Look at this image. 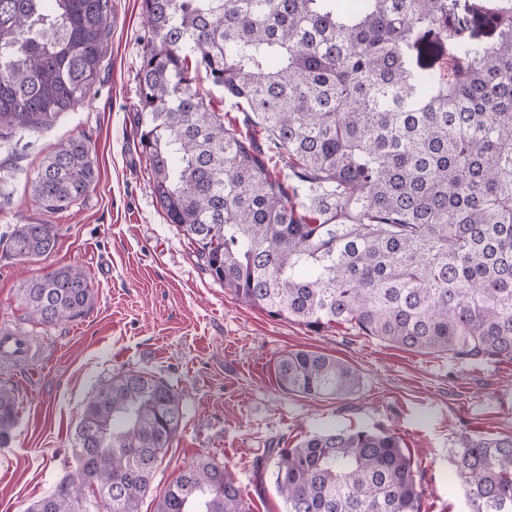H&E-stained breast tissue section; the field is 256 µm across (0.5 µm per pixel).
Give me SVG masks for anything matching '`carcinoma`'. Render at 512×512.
<instances>
[{
  "instance_id": "cac0c4a2",
  "label": "carcinoma",
  "mask_w": 512,
  "mask_h": 512,
  "mask_svg": "<svg viewBox=\"0 0 512 512\" xmlns=\"http://www.w3.org/2000/svg\"><path fill=\"white\" fill-rule=\"evenodd\" d=\"M111 0H0V131L40 129L96 86ZM133 123L152 191L202 268L243 303L319 332L353 329L407 351L512 360V0H142ZM484 31L488 40L479 38ZM207 81L241 117L201 92ZM288 158V175L273 160ZM87 141L60 143L31 182L48 212L96 185ZM52 224L9 250L50 255ZM22 301L43 326L85 315L88 276L60 267ZM280 387L355 394L350 365L284 354ZM18 408L0 385V447ZM182 419L150 374L101 383L78 424V472L27 512H139ZM285 512H421L413 460L389 432L330 429L271 448ZM470 512H512V434L455 449ZM156 512H249L203 459Z\"/></svg>"
}]
</instances>
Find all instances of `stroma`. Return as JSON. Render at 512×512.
Wrapping results in <instances>:
<instances>
[{"label": "stroma", "mask_w": 512, "mask_h": 512, "mask_svg": "<svg viewBox=\"0 0 512 512\" xmlns=\"http://www.w3.org/2000/svg\"><path fill=\"white\" fill-rule=\"evenodd\" d=\"M115 20L95 89L55 123L0 137V329L32 343L22 363L0 357V384L13 388L18 419L0 448V512H26L75 472L76 426L87 398L113 374L145 372L181 396L183 419L159 461L140 512L199 457L234 477L250 512H284L271 475H258L267 448L292 446L331 427L395 434L422 476L421 512H467L455 488L454 451L464 435L512 434V362L457 364L344 328L312 332L238 300L198 262L152 191L132 117L144 34L141 0H112ZM84 138L98 167L92 192L48 214L30 194L45 158ZM18 224H51L57 244L21 260L8 238ZM81 268L94 289L82 317L46 328L29 320L22 285L63 266ZM335 357L361 376L347 399L284 392L275 367L285 353Z\"/></svg>", "instance_id": "stroma-1"}]
</instances>
